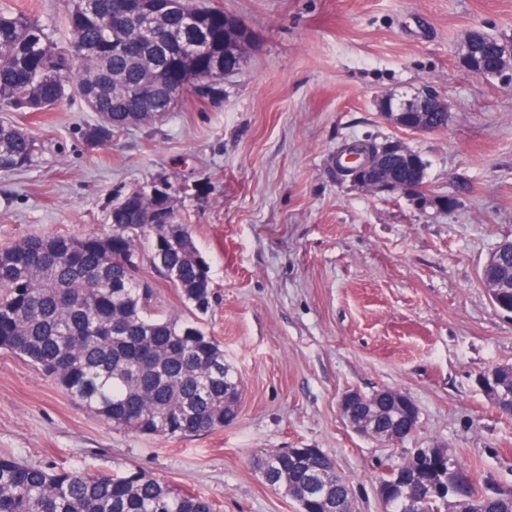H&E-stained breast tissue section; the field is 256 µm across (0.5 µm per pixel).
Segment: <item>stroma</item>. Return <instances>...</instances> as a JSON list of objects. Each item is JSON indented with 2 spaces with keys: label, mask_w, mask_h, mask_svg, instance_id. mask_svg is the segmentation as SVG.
Here are the masks:
<instances>
[{
  "label": "stroma",
  "mask_w": 512,
  "mask_h": 512,
  "mask_svg": "<svg viewBox=\"0 0 512 512\" xmlns=\"http://www.w3.org/2000/svg\"><path fill=\"white\" fill-rule=\"evenodd\" d=\"M256 44L224 94L184 95L148 128L86 143L80 100L7 118L40 141L31 167L0 173V245L105 234L129 191L168 182L210 265L204 323L242 376L235 422L165 440L114 429L27 359L0 350V449L21 461L109 475L133 464L210 499L216 512H297L251 464L272 448H319L352 482L357 512H381L376 479L407 448H455L474 475L512 484V420L478 375L512 364V318L482 268L512 239V72L481 78L464 35L512 40V0H211ZM51 25L67 0H0ZM433 92L447 127L386 122L382 95ZM401 140L428 164L432 199L369 195L336 171L343 145ZM406 393L421 427L406 445L352 429L341 396Z\"/></svg>",
  "instance_id": "1"
}]
</instances>
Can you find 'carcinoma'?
I'll return each instance as SVG.
<instances>
[{
  "instance_id": "obj_1",
  "label": "carcinoma",
  "mask_w": 512,
  "mask_h": 512,
  "mask_svg": "<svg viewBox=\"0 0 512 512\" xmlns=\"http://www.w3.org/2000/svg\"><path fill=\"white\" fill-rule=\"evenodd\" d=\"M113 0H71L62 17L66 48L25 13L0 8V112H50L76 95L95 113L82 132L106 146L118 132L149 127L170 112L169 73L186 69L194 91L218 96L224 82L204 72L224 56V11L199 0H169L159 17L174 39L159 46L139 31L149 0L132 4L130 28L112 32ZM205 51H194L195 30ZM38 140L0 122V171L32 165ZM176 194L137 192L109 213L105 236H27L0 248V350L40 367L84 410L127 430L163 439L222 429L238 417L242 379L224 361V346L204 326L214 296L210 266L188 225L176 222ZM136 211L152 223L133 224ZM147 244L148 253L141 251ZM487 277L512 279V250L498 246ZM181 289L189 315L167 312L144 258ZM425 485L448 471V448L430 449ZM265 483L295 495L308 483L316 498H353L334 458L320 450L304 467L270 449L252 460ZM0 512H214L212 502L183 493L137 467L110 475L25 464L0 452ZM426 512H512V498L485 495L482 481Z\"/></svg>"
}]
</instances>
